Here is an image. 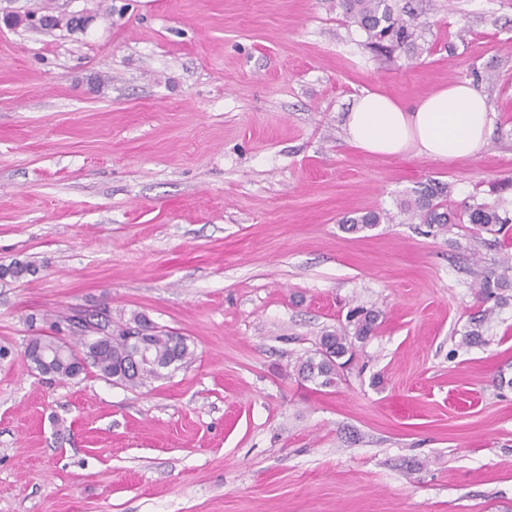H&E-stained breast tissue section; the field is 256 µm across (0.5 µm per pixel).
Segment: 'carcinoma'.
I'll use <instances>...</instances> for the list:
<instances>
[{"label": "carcinoma", "mask_w": 512, "mask_h": 512, "mask_svg": "<svg viewBox=\"0 0 512 512\" xmlns=\"http://www.w3.org/2000/svg\"><path fill=\"white\" fill-rule=\"evenodd\" d=\"M344 14L365 33L374 48L392 53L398 49H417L419 25L411 13H399L390 0H338ZM448 185L430 182L423 186L412 200L400 203V212L411 224H425L429 228L447 230L456 216L445 207ZM462 216L480 232L499 234L512 222L497 203L475 202L464 207ZM391 217L386 212L373 211L343 220L346 230L363 232ZM37 273L30 260H14L0 264V281L16 282ZM512 285L494 269H485L479 275L475 293L482 299L494 290L507 291ZM378 313L357 306L351 311L349 327L326 330L320 336L317 348L297 361L298 375L321 387H334L341 380L342 370L354 357V342H363L377 325ZM66 322L72 333L79 335L77 351L62 338L36 334L26 339L24 356L42 375L72 379L93 369L97 375L126 388H140L150 380L164 379L185 366L194 357V346L188 337L177 332L160 330L146 318L136 315L124 322L112 317L107 308L72 310L69 315L57 316L56 323ZM137 331L146 343L147 354L137 355L136 343L128 340L130 331Z\"/></svg>", "instance_id": "cac0c4a2"}]
</instances>
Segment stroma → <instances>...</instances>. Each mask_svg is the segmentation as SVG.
I'll list each match as a JSON object with an SVG mask.
<instances>
[{
    "mask_svg": "<svg viewBox=\"0 0 512 512\" xmlns=\"http://www.w3.org/2000/svg\"><path fill=\"white\" fill-rule=\"evenodd\" d=\"M417 54L377 55L336 0H0V512H512V296L479 300L502 236L398 205L512 212V0H396ZM467 82L487 146L441 161L344 138L361 90ZM386 211L360 233L342 219ZM362 305L378 329L333 388L297 360ZM139 312L191 363L131 390L43 376L31 333ZM482 318L479 340L465 334ZM448 188V184L431 181L416 193L413 200L400 203V212L406 215L409 224H426L430 229L446 231L448 224L456 221L454 213L445 207ZM37 273V266L30 260H14L9 264H0V281L16 282Z\"/></svg>",
    "mask_w": 512,
    "mask_h": 512,
    "instance_id": "35a3bbf8",
    "label": "stroma"
}]
</instances>
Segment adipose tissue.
Segmentation results:
<instances>
[{
    "instance_id": "1",
    "label": "adipose tissue",
    "mask_w": 512,
    "mask_h": 512,
    "mask_svg": "<svg viewBox=\"0 0 512 512\" xmlns=\"http://www.w3.org/2000/svg\"><path fill=\"white\" fill-rule=\"evenodd\" d=\"M492 112L486 98L466 83L428 94L416 106L365 90L346 114L348 143L372 156L415 153L438 160L468 158L487 143Z\"/></svg>"
}]
</instances>
